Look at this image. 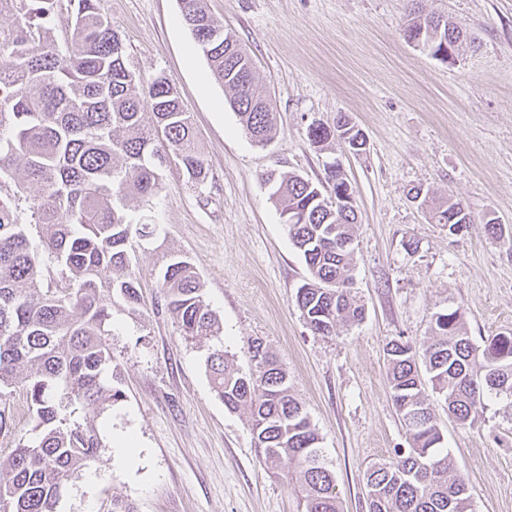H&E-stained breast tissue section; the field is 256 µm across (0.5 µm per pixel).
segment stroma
<instances>
[{
    "label": "stroma",
    "mask_w": 512,
    "mask_h": 512,
    "mask_svg": "<svg viewBox=\"0 0 512 512\" xmlns=\"http://www.w3.org/2000/svg\"><path fill=\"white\" fill-rule=\"evenodd\" d=\"M214 18L247 50L277 114L273 140L242 131L229 94L183 21L178 0H99L136 75H166L190 112L207 168L191 182L175 165L160 191L128 213L150 216L152 238L128 244L145 307H112V355L121 400L100 418L99 458L72 479L57 512H301L287 480L259 462L246 410L213 391L206 359L216 348L249 369L257 339L287 370L318 429L343 512H368L364 472L391 460L407 435L392 404L385 350L421 346L433 313L461 308L474 343L512 330V251L484 230L512 235V0H209ZM419 6L448 16L470 43L441 61L404 35ZM346 115L366 135L359 153L308 129ZM341 163L356 202L353 294L365 310L323 338L295 304L304 260L263 175L325 182ZM461 200L473 222L450 233L411 202L414 186ZM172 255L199 275L219 331L185 338L165 307L161 269ZM445 447L466 475L474 512H512V421L489 405L463 426L432 400ZM14 430L0 461L35 438L21 388L8 394ZM132 435L137 462L116 464L113 439Z\"/></svg>",
    "instance_id": "stroma-1"
}]
</instances>
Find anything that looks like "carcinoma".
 <instances>
[{"label":"carcinoma","instance_id":"cac0c4a2","mask_svg":"<svg viewBox=\"0 0 512 512\" xmlns=\"http://www.w3.org/2000/svg\"><path fill=\"white\" fill-rule=\"evenodd\" d=\"M70 37L59 45L54 22L59 0H0V177L18 190L38 187L30 221L19 222L9 197L0 198V388L21 384L38 440H18L0 465V512H56L73 478L105 445L98 419L106 404L123 397L112 384V305L144 303L130 270L132 237L148 239L156 225L133 221L130 198L149 199L160 189L167 163L200 181L205 163L193 128L171 81L145 80L126 63L119 34L98 0H75ZM182 18L206 56L215 80L252 142L264 146L276 134V114L258 88L251 56L213 18L207 0H180ZM408 30L422 40L458 51L463 29L441 16L415 15ZM365 145L346 116L308 131L312 145L336 139L337 122ZM277 209H297L300 224L288 235L308 277L295 302L311 331L329 337L341 322L362 319L350 290L355 206L335 204L322 186L299 175H264ZM430 219L451 233L468 228L464 204L422 199ZM35 227L39 245L32 244ZM52 265L61 286L44 287ZM166 308L182 335L218 331L203 300L193 265L172 256L162 271ZM252 366L243 371L224 351L207 358L212 388L230 411L247 408L259 459L271 474L298 476L302 512H341L320 436L293 393L288 372L258 340L248 343ZM387 379L408 447L396 459L364 474L369 512H472L468 482L457 468L429 394L444 400L462 425L484 421L489 403L512 418V332L474 343L460 308L432 315L423 350V381L409 342L386 346ZM28 374L17 380L16 368Z\"/></svg>","mask_w":512,"mask_h":512}]
</instances>
